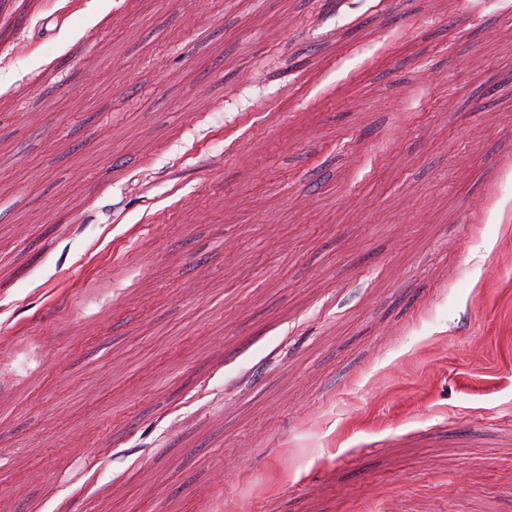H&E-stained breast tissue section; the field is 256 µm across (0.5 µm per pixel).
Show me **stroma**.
Returning a JSON list of instances; mask_svg holds the SVG:
<instances>
[{"mask_svg": "<svg viewBox=\"0 0 512 512\" xmlns=\"http://www.w3.org/2000/svg\"><path fill=\"white\" fill-rule=\"evenodd\" d=\"M0 512H512V17L0 0Z\"/></svg>", "mask_w": 512, "mask_h": 512, "instance_id": "35a3bbf8", "label": "stroma"}]
</instances>
